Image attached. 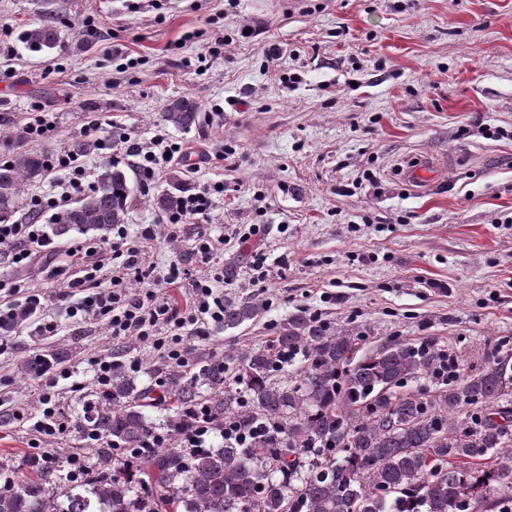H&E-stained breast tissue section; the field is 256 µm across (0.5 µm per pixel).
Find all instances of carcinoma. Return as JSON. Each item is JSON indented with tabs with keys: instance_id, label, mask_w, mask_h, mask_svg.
<instances>
[{
	"instance_id": "1",
	"label": "carcinoma",
	"mask_w": 512,
	"mask_h": 512,
	"mask_svg": "<svg viewBox=\"0 0 512 512\" xmlns=\"http://www.w3.org/2000/svg\"><path fill=\"white\" fill-rule=\"evenodd\" d=\"M23 40L50 50L59 30L46 22L24 30ZM160 120L188 129L199 107L181 97ZM49 155L26 149L16 134L0 162V221L13 216L25 183L44 178ZM130 193L128 172L104 165L89 194L52 216V235L126 223ZM180 204L162 193L152 207L168 214ZM263 309L226 295L219 329H237ZM33 315L27 304L16 307L0 320V336ZM365 340L298 309L261 347L222 356L189 349L184 366L166 367L158 395L118 361L109 390L88 392L73 423L79 436L102 439L80 482L31 458L17 484L0 492V512H512V354L469 369L434 337L392 336L369 353ZM67 356L65 348L45 350L18 371L34 378ZM158 407L174 438L203 408L215 427L231 422L247 440L223 439L191 457L172 444L120 458L157 430L149 411Z\"/></svg>"
}]
</instances>
